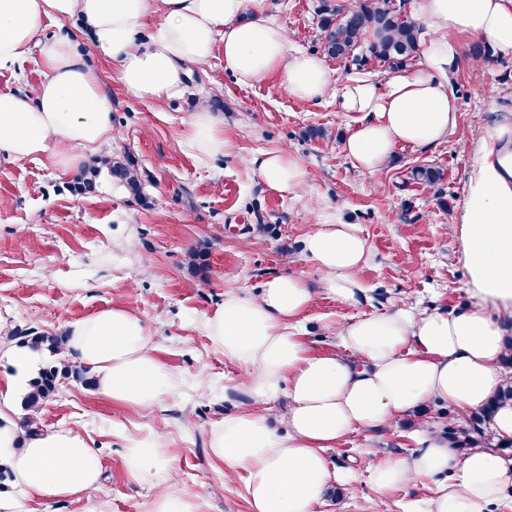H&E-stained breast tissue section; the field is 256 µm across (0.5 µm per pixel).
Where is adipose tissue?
<instances>
[{
    "label": "adipose tissue",
    "instance_id": "ef3b65f1",
    "mask_svg": "<svg viewBox=\"0 0 512 512\" xmlns=\"http://www.w3.org/2000/svg\"><path fill=\"white\" fill-rule=\"evenodd\" d=\"M262 0H0V68L25 60L44 20L79 17L94 51L116 68L125 94L162 104L185 90L184 80L206 63L216 45L224 67L244 85L283 71L289 93L315 101L335 95L350 119L343 152L354 169L379 173L397 146L425 148L457 127L449 78L461 61L458 36L488 41L512 57V0H413L411 16L423 26L420 68L333 89L321 58L290 51L286 29L256 17ZM155 27L151 43L138 29ZM46 78L34 99L0 91V156L24 160L49 155L74 169L82 153L105 155L112 142V96L68 36L42 43ZM188 145L199 158L224 152L218 118L200 108L189 123ZM477 158L455 222L459 258L468 272L469 306L451 314L395 306L363 314L336 330L337 350L310 354L298 318L315 295L301 279L268 280L252 297L235 290L207 318L205 330L236 364V383L248 396L225 416L211 441L225 478L244 477L251 512H316L343 474L328 452L350 435L389 425L432 402L467 413L484 408L512 385L503 369L512 336V113H501L475 148ZM253 165L272 191L293 193L308 177L281 149ZM302 254L320 276L323 293L356 306L365 295L360 269L371 248L354 224H317L302 239ZM65 351L90 366L97 388L117 404L144 410L161 405L172 378L150 347L140 316L115 306L67 323ZM288 398L274 428L266 411ZM124 463L137 478L155 479L150 512H198L195 496L179 490L175 459L156 434L127 437ZM9 453L27 500L75 498L100 489L101 462L75 431L23 436L10 409L0 408V450ZM372 486L387 493L435 481L425 512H482L512 487V459L477 449L461 456L434 431L420 432L409 457L364 451Z\"/></svg>",
    "mask_w": 512,
    "mask_h": 512
}]
</instances>
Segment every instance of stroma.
Returning <instances> with one entry per match:
<instances>
[{
    "label": "stroma",
    "instance_id": "35a3bbf8",
    "mask_svg": "<svg viewBox=\"0 0 512 512\" xmlns=\"http://www.w3.org/2000/svg\"><path fill=\"white\" fill-rule=\"evenodd\" d=\"M323 0H262L265 18L284 26L290 48L322 55L319 11ZM67 31L85 62L112 94V156L134 157L147 176L145 199L113 191L103 181L93 194L71 192L73 172L40 158L0 157V401L20 410L25 381L13 378L18 332L28 328L64 333L68 321L124 303L143 319L155 355L170 370L174 390L151 411L116 405L76 381L61 385L40 411L43 430H74L96 448L103 466L100 492L91 498L28 501L17 480L0 481V497L18 512H148L153 481L125 469L124 439L154 432L176 459L180 488L197 498L199 512H251L244 478H224L210 452L215 428L244 399L234 388L238 370L203 331L226 289L255 296L275 276L293 274L317 296L301 317L310 353L336 349L338 324L401 305L452 312L471 302L458 259L454 221L464 203L475 163L474 145L498 113L512 111V58L486 50L482 65L470 60L471 38L460 37L462 60L449 87L458 107L454 133L433 146H398L375 175L354 169L342 152L350 121L333 96L317 101L292 97L281 72L255 86L239 84L224 68V49L191 73L183 95L164 107L124 93L111 61L91 47L78 19L44 22L47 38ZM46 70L39 52L0 68V90L35 97ZM217 104L227 152L200 162L186 144L189 122L201 103ZM322 129L311 137L309 129ZM288 149L310 177L294 193L278 194L259 178L251 160ZM416 166L442 170V182L415 183ZM313 224H357L374 259L359 273L360 305L320 293L319 275L301 255ZM133 238L124 256L119 242ZM207 252L206 277L193 274L189 249ZM206 388H199L198 380ZM469 415L447 416L430 404L393 424L344 440L328 453L331 466L362 469L363 451L381 449L395 458L418 447L422 425L447 433L468 425ZM325 499L318 512H415L432 496V484L378 493L361 476Z\"/></svg>",
    "mask_w": 512,
    "mask_h": 512
}]
</instances>
